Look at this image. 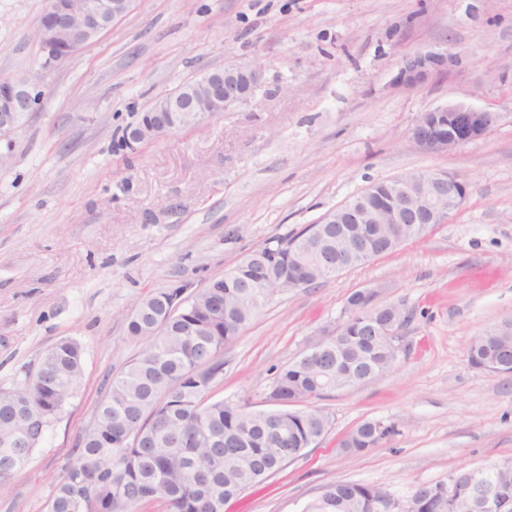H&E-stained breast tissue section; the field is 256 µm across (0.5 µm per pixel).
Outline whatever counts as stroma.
<instances>
[{
  "label": "stroma",
  "mask_w": 512,
  "mask_h": 512,
  "mask_svg": "<svg viewBox=\"0 0 512 512\" xmlns=\"http://www.w3.org/2000/svg\"><path fill=\"white\" fill-rule=\"evenodd\" d=\"M44 0H0V79L45 92L0 165V386L62 339L84 381L0 512H46L108 379L136 354L128 319L175 282L202 288L267 240L303 229L371 184L455 173L468 196L392 254L276 295L224 349L210 400L269 411L275 369L346 319L348 297L402 304L392 370L326 393L327 433L224 512H303L337 480L409 498L456 470L512 460V374L474 368L472 339L512 320V0H133L93 46L45 65ZM444 70L407 87L403 58ZM233 62L262 83L198 126L125 149V128L184 82ZM464 102L498 113L464 148L427 154L421 113ZM366 421L395 424L359 454ZM446 63L447 58L441 55L418 51L404 57L395 79L400 84L410 85L426 73L441 69ZM394 433V425L386 426L380 421L363 422L347 436L342 448L349 454L361 453Z\"/></svg>",
  "instance_id": "obj_1"
}]
</instances>
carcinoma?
Instances as JSON below:
<instances>
[{
    "instance_id": "obj_1",
    "label": "carcinoma",
    "mask_w": 512,
    "mask_h": 512,
    "mask_svg": "<svg viewBox=\"0 0 512 512\" xmlns=\"http://www.w3.org/2000/svg\"><path fill=\"white\" fill-rule=\"evenodd\" d=\"M265 243L224 276V287L201 288L187 302L174 283L147 296L128 321L140 342L134 357L108 384L92 426L79 440L81 453L68 463L47 504L48 512H135L148 498L161 500L165 512H224V505L258 487L289 462L288 449L307 448L323 437L329 419L321 411L291 410L290 402L319 398L336 385L359 386L390 371L399 348L371 335L376 323L404 309L378 312L348 301L340 331L308 347L275 373L282 408L248 411L206 395L224 370V345L259 315L276 293L288 267L289 246L310 231ZM263 274L265 295L241 287L236 277ZM511 329H504V325ZM484 329L470 346L473 366L512 374V321ZM83 350L69 339L47 349L24 369L23 384L0 387V488L25 469L52 419L76 395L83 381ZM395 427L380 421L358 425L342 448L361 453ZM209 473L206 485L189 479L191 471ZM331 502L346 512H368L380 489L351 482L327 485Z\"/></svg>"
}]
</instances>
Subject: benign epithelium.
I'll return each mask as SVG.
<instances>
[{
	"mask_svg": "<svg viewBox=\"0 0 512 512\" xmlns=\"http://www.w3.org/2000/svg\"><path fill=\"white\" fill-rule=\"evenodd\" d=\"M131 0H46L43 17L36 26V37L45 53L63 60L92 46L107 31L112 22L129 10ZM447 58L418 51L404 57L396 76L400 84L410 85L430 71L441 69ZM261 72L250 66L227 64L224 68L201 77L206 95L198 102L185 99L181 104L164 103L159 112L177 110L191 116L195 122L204 112H222L225 108L242 104L261 84ZM44 100L36 87L20 80L0 83V139L10 137L22 124L28 113L35 111ZM498 115L486 109L463 103L440 107L422 113L411 130L413 142L427 153H445L458 150L487 134L496 124ZM428 198L402 214L403 224L429 227L444 224L450 212L457 209L468 194L462 179L446 172H430L422 179ZM372 254L356 238H346L336 251L317 250L314 263L323 276L345 270L355 261L367 260ZM502 463L495 462L468 469L464 476L476 487L474 494L459 501L456 496L460 478L450 476L448 485L435 489L429 495V486L418 487L405 501L382 493L371 505V512H411L417 505L432 501L433 512H444L447 506L459 505L468 512H512L499 490L481 481L486 470L497 471Z\"/></svg>",
	"mask_w": 512,
	"mask_h": 512,
	"instance_id": "obj_1",
	"label": "benign epithelium"
}]
</instances>
